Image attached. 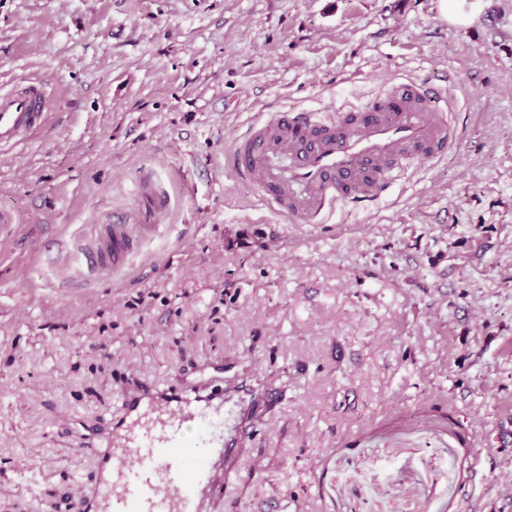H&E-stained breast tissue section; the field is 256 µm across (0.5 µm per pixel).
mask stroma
I'll list each match as a JSON object with an SVG mask.
<instances>
[{
  "label": "stroma",
  "mask_w": 512,
  "mask_h": 512,
  "mask_svg": "<svg viewBox=\"0 0 512 512\" xmlns=\"http://www.w3.org/2000/svg\"><path fill=\"white\" fill-rule=\"evenodd\" d=\"M0 512H86L133 383L251 390L208 512H512V0H0ZM442 85L460 139L374 204L294 224L224 153L276 110ZM170 198L124 273L80 246ZM482 0H439V10L448 22L466 26L479 14ZM46 85L41 81L0 90V151L23 145L49 117Z\"/></svg>",
  "instance_id": "1"
}]
</instances>
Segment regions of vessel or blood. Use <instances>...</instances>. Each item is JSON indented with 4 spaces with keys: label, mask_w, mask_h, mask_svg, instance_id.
Returning <instances> with one entry per match:
<instances>
[{
    "label": "vessel or blood",
    "mask_w": 512,
    "mask_h": 512,
    "mask_svg": "<svg viewBox=\"0 0 512 512\" xmlns=\"http://www.w3.org/2000/svg\"><path fill=\"white\" fill-rule=\"evenodd\" d=\"M443 100L440 88L409 80L354 112H275L246 131L227 164L289 219L312 224L336 205L379 199L406 165L447 156L457 132ZM48 106L43 82L1 89L0 151L25 144L47 122ZM166 209L163 196L144 189L135 212L100 225L82 253L86 269L124 271L139 245L134 224L160 221ZM223 415L224 396L213 390L143 387L127 395L90 446L98 476L78 489L88 512H206L215 467L229 452L218 430Z\"/></svg>",
    "instance_id": "1"
}]
</instances>
